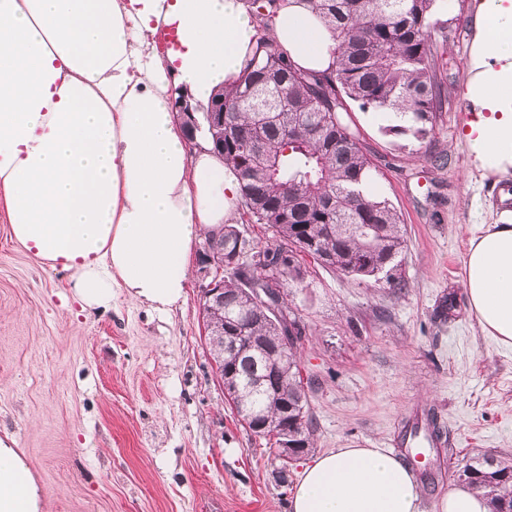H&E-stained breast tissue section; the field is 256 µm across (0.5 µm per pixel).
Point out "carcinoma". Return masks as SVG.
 I'll return each mask as SVG.
<instances>
[{
  "instance_id": "carcinoma-1",
  "label": "carcinoma",
  "mask_w": 512,
  "mask_h": 512,
  "mask_svg": "<svg viewBox=\"0 0 512 512\" xmlns=\"http://www.w3.org/2000/svg\"><path fill=\"white\" fill-rule=\"evenodd\" d=\"M336 40V65L324 71L298 68L271 36L276 12H256V51L241 78L212 96L224 102L232 139L207 126L208 140L224 141V162L240 180L242 223L270 232L250 246L234 224L208 239L224 246V308L203 316L207 335L247 336L273 345L288 325L265 317L248 292L277 290L269 303L288 308L294 288L304 287L305 257H327L325 267L356 279L406 287L398 258L406 247L402 220L386 199L358 186L375 163L360 134L345 120L346 101L392 119L385 133L429 145L445 91L438 65V0H307ZM252 260L233 261L237 253ZM250 351L224 372L237 412L255 409L262 437L280 447L292 429L284 424L280 399L256 391L250 381ZM288 403L301 413L297 444L315 448L314 422L296 344L288 348ZM475 491L491 488L490 512H512V462L475 457L458 469Z\"/></svg>"
}]
</instances>
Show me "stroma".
Segmentation results:
<instances>
[{
    "label": "stroma",
    "instance_id": "obj_1",
    "mask_svg": "<svg viewBox=\"0 0 512 512\" xmlns=\"http://www.w3.org/2000/svg\"><path fill=\"white\" fill-rule=\"evenodd\" d=\"M472 0H439L449 37L438 62L445 104L428 147L385 134L376 112L347 120L370 151L372 189L402 215L406 288L310 265L288 304L318 452L396 450L420 417L442 444L425 449L438 475L419 512L438 505L473 456L512 460V348L488 336L463 283L471 236L497 223L501 176L476 166L461 138L474 30ZM451 162L437 168L432 153ZM186 294L164 314L115 291L83 308L69 274L10 236L0 213V443L33 475L38 512H290L311 456L279 482L273 448L230 408L204 340L196 258Z\"/></svg>",
    "mask_w": 512,
    "mask_h": 512
}]
</instances>
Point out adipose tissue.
<instances>
[{"instance_id":"1","label":"adipose tissue","mask_w":512,"mask_h":512,"mask_svg":"<svg viewBox=\"0 0 512 512\" xmlns=\"http://www.w3.org/2000/svg\"><path fill=\"white\" fill-rule=\"evenodd\" d=\"M462 138L481 168L512 173V0H475ZM243 0H0V209L12 237L70 273L108 309L115 289L167 312L188 286L195 241L235 219L236 173L187 153L171 80L208 103L255 51ZM172 28L177 45L150 40ZM272 35L301 69L335 62L311 6L283 0ZM469 305L512 347V211L470 238ZM37 488L0 449V512H33ZM412 471L384 448H339L308 464L291 512H418Z\"/></svg>"}]
</instances>
